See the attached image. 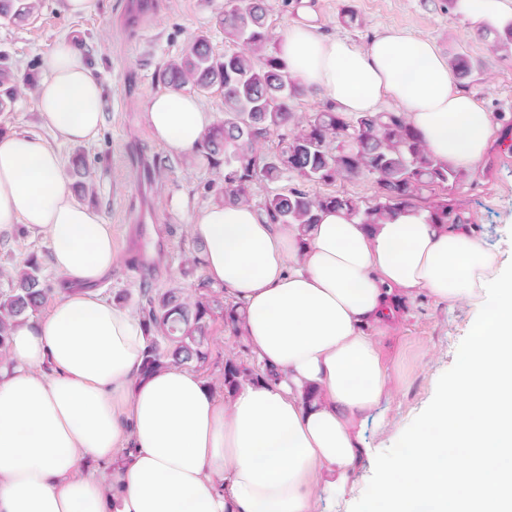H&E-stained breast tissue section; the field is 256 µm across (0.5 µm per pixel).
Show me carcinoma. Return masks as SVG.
I'll return each mask as SVG.
<instances>
[{"mask_svg":"<svg viewBox=\"0 0 512 512\" xmlns=\"http://www.w3.org/2000/svg\"><path fill=\"white\" fill-rule=\"evenodd\" d=\"M40 7L41 0H0V18L23 21ZM266 14L265 0H233L219 23L225 39L246 50L216 55L208 37L200 34L157 74L158 81L169 88H217L224 95V119L208 129L201 149L209 163L224 164V202L246 203L254 186L274 184L290 174L303 183L318 184L367 174L377 186L376 198L368 204L348 195H318L291 188L268 195L261 213L270 224H314L319 210L333 206L363 224H377L410 206L423 190L434 185L454 187L461 181L463 171L434 162L403 112L346 116L328 107L310 115L292 136L283 137L278 151L259 152L258 144L288 128L292 119L289 102L300 94L270 50ZM17 89L15 70L1 64L0 112L12 110ZM70 174L77 178L78 197L94 193L80 150L71 157ZM429 211L441 224L463 221L446 202ZM40 272L39 263L31 258L15 270L10 288L0 292L1 355L7 351L12 326L36 314L47 300L48 288ZM143 297L141 319L148 335L144 376L169 365H204L210 320L221 313L231 325L239 322L236 306H225L208 293L192 303L185 302L177 289L160 294L146 289ZM259 376L233 361L224 364V388L229 391Z\"/></svg>","mask_w":512,"mask_h":512,"instance_id":"cac0c4a2","label":"carcinoma"}]
</instances>
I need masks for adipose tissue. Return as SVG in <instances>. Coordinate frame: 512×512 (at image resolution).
Segmentation results:
<instances>
[{
  "label": "adipose tissue",
  "instance_id": "ef3b65f1",
  "mask_svg": "<svg viewBox=\"0 0 512 512\" xmlns=\"http://www.w3.org/2000/svg\"><path fill=\"white\" fill-rule=\"evenodd\" d=\"M457 10L478 26L512 25V0ZM275 52L336 111L396 105L436 162L472 169L494 139L489 112L430 41L388 31L360 48L305 16ZM48 70L37 88L47 124L70 142L94 138L103 89L77 44L58 40ZM143 110L178 155L199 153L214 122L177 90ZM61 171L46 143L0 135V233L21 223L42 235L62 279L48 313L15 327L0 358V512H314L319 491L344 490L365 452L363 422L389 393L375 335L423 291L479 301L481 315L365 512H512V272L472 226L431 223L419 208L372 225L328 209L305 227L267 223L244 203L202 209L190 231L209 281L238 304L261 373L222 402L181 366L140 377L145 328L96 289L120 260L112 229L72 201Z\"/></svg>",
  "mask_w": 512,
  "mask_h": 512
}]
</instances>
